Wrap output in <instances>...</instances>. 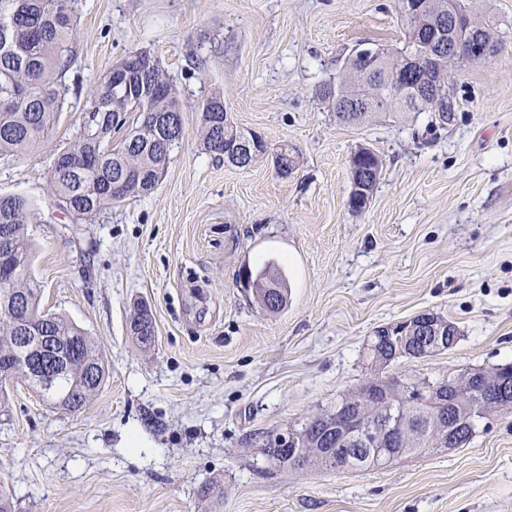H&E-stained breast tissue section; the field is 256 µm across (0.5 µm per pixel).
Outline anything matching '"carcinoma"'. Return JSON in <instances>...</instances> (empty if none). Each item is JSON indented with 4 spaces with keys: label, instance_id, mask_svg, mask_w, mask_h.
Masks as SVG:
<instances>
[{
    "label": "carcinoma",
    "instance_id": "cac0c4a2",
    "mask_svg": "<svg viewBox=\"0 0 512 512\" xmlns=\"http://www.w3.org/2000/svg\"><path fill=\"white\" fill-rule=\"evenodd\" d=\"M79 0H0V157L17 156L32 144L47 137L54 129L67 104L69 86L66 77L77 55ZM441 41L430 29L407 26L403 46L384 53L388 75L362 71L358 51H353L338 80L319 89L320 97L331 104L337 119L349 125H365L386 112H434L442 122L448 121V67L457 62L448 58V49H440ZM135 61L120 77L112 71L102 74L82 109L80 129L72 143L61 151L65 165L51 170L50 192L56 205L76 219L90 220L130 197L150 194L163 176L173 141L181 140L184 131L175 135H153L158 115L181 113L178 95L163 76L159 62L144 50L131 52ZM423 76L438 80L439 102L415 100L402 95L403 89L416 86ZM364 97L366 109L347 112L339 102L340 93ZM135 112L121 139L112 143V115ZM201 134L207 151L231 162L237 139L247 136L224 115V91L214 90L199 105ZM352 169L374 168L382 171L377 153L359 148L352 156ZM37 218L34 204L21 196H0V234L9 230L8 253L0 255V278L8 276L25 294L26 325L47 337L45 348L58 368L52 386L39 392L49 404L67 411L85 407L107 379L101 347L95 337L64 316L40 308V291L32 275L33 247L26 226ZM256 302L269 313H278L288 304V280L285 273L271 262L256 270H245ZM22 326L0 310V362L15 360L16 336ZM129 332L139 347L146 351L155 341L151 310L134 305ZM454 346L452 340L427 348L421 333L407 331L406 344L394 336H383L380 330L365 347V356L374 371L368 383L386 386L383 372L400 358H425L443 353ZM97 377L87 379L88 369ZM484 407L507 398L512 401V364L492 369H477ZM421 384L441 405L410 402L399 392L389 390L380 408L362 407L363 388L336 399V404L305 423L299 446L305 453L293 457L279 442V435L262 437L260 454L265 462H279L284 471L313 468L336 471H366L370 453L362 442L348 437L337 442L336 431L327 429L326 421L362 407L367 417L380 425L390 416L402 426L397 441L386 444L387 451L402 457L414 455L424 448H438L443 432L454 429L459 443L469 442L483 423L481 415L472 411V401L463 394L453 398L448 392V379Z\"/></svg>",
    "mask_w": 512,
    "mask_h": 512
}]
</instances>
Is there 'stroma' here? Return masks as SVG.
<instances>
[{
    "label": "stroma",
    "mask_w": 512,
    "mask_h": 512,
    "mask_svg": "<svg viewBox=\"0 0 512 512\" xmlns=\"http://www.w3.org/2000/svg\"><path fill=\"white\" fill-rule=\"evenodd\" d=\"M502 40L449 68L454 110L344 126L319 96L359 47L402 46L397 0H82L67 107L51 136L0 158V195L38 204L28 225L44 309L98 338L108 377L87 407L54 408L24 379L0 408V490L15 512H512V414L461 448L390 467L270 476L259 438L300 426L371 375L374 330L431 311L454 348L389 374L435 380L512 363V0H472ZM160 62L184 139L153 193L71 223L49 175L75 136L84 92L128 52ZM222 88L239 128L294 147L239 168L205 150L198 105ZM383 167L351 211L350 159ZM276 263L289 298L265 313L243 267ZM151 350L128 331L136 303ZM220 484L223 497L210 486ZM129 332L139 347L149 350L155 341V327L151 310L142 303L134 305L129 321Z\"/></svg>",
    "instance_id": "obj_1"
}]
</instances>
